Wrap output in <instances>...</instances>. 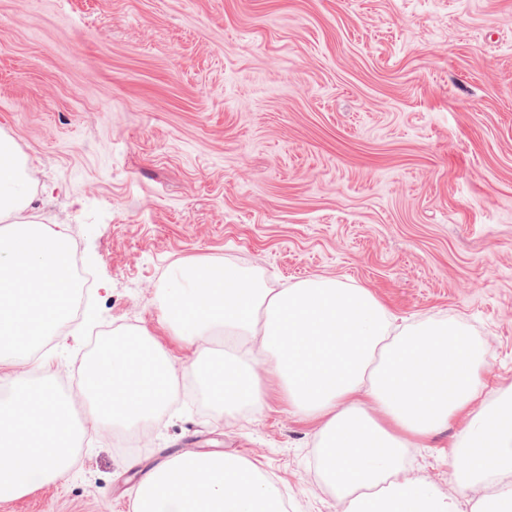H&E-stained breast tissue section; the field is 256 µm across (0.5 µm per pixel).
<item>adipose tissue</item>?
Wrapping results in <instances>:
<instances>
[{"mask_svg": "<svg viewBox=\"0 0 512 512\" xmlns=\"http://www.w3.org/2000/svg\"><path fill=\"white\" fill-rule=\"evenodd\" d=\"M164 313L188 337L193 360L178 365L148 333L140 356L125 345L96 361L79 393L95 426L133 428L171 400L177 374L199 378L221 408L261 407L249 363L264 358L284 381L289 405L321 419L318 471L343 512H460L456 496L401 478L405 451L458 415L456 484L476 491L473 512H512V389L488 398L484 348L459 325L396 324L364 288L314 276L283 288L213 259L189 265L163 291ZM236 361L209 353L217 339ZM44 387L20 386L0 407V493L65 477L77 431L60 408V378L43 365ZM133 512H285L280 489L253 465L221 453L174 458L139 485Z\"/></svg>", "mask_w": 512, "mask_h": 512, "instance_id": "ef3b65f1", "label": "adipose tissue"}]
</instances>
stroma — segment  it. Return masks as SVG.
I'll return each instance as SVG.
<instances>
[{
    "label": "stroma",
    "mask_w": 512,
    "mask_h": 512,
    "mask_svg": "<svg viewBox=\"0 0 512 512\" xmlns=\"http://www.w3.org/2000/svg\"><path fill=\"white\" fill-rule=\"evenodd\" d=\"M0 132L94 280L37 355L0 356V385L37 358L73 375L109 329L193 358L160 304L208 259L462 323L491 387L512 384V0H0ZM260 384L259 409L207 414L188 384L147 448L89 430L65 479L0 512H132L139 471L204 452L248 460L288 512H342L317 420ZM463 429L408 449L402 477L456 491Z\"/></svg>",
    "instance_id": "stroma-1"
}]
</instances>
